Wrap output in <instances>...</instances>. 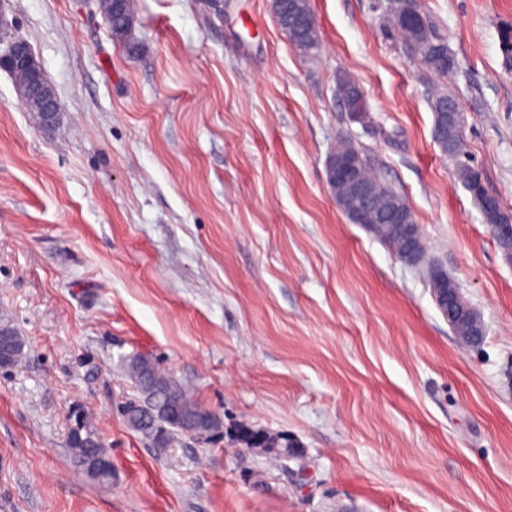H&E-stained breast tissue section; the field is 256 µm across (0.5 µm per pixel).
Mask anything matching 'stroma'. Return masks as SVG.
<instances>
[{"label":"stroma","instance_id":"stroma-1","mask_svg":"<svg viewBox=\"0 0 512 512\" xmlns=\"http://www.w3.org/2000/svg\"><path fill=\"white\" fill-rule=\"evenodd\" d=\"M456 59L408 57L379 0H311L299 54L272 0H133L131 45L97 0H9L61 104L42 130L0 70V512H512V257L432 136L453 95L488 193L512 213V0H416ZM367 110L346 112L340 76ZM409 204L480 313L463 347L424 268L350 223L339 139ZM151 357L220 421L156 447L119 413ZM82 410L112 463L69 449ZM246 424L297 441L279 461Z\"/></svg>","mask_w":512,"mask_h":512}]
</instances>
